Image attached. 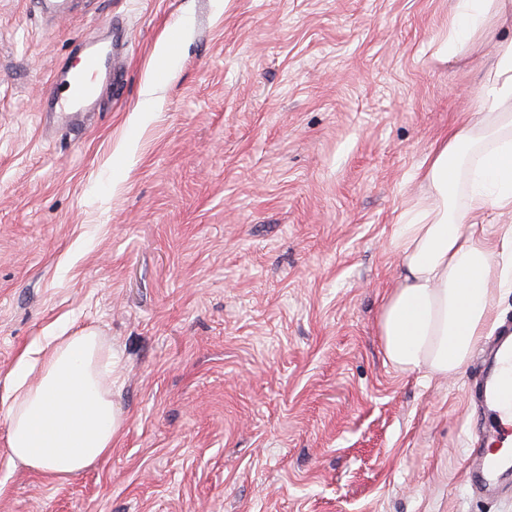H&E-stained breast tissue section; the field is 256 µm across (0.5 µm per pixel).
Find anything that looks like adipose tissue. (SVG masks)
Returning a JSON list of instances; mask_svg holds the SVG:
<instances>
[{"instance_id": "ef3b65f1", "label": "adipose tissue", "mask_w": 512, "mask_h": 512, "mask_svg": "<svg viewBox=\"0 0 512 512\" xmlns=\"http://www.w3.org/2000/svg\"><path fill=\"white\" fill-rule=\"evenodd\" d=\"M508 13L512 0H458L439 54L455 55ZM495 58L480 120L451 131L419 168L431 204L398 216L400 284L382 302L377 331L404 372H460L490 325L496 291L512 288V225L494 239L483 229L489 211L512 212V37L496 43ZM10 399L11 460L51 479L107 457L122 425L112 363L92 332L45 336L12 370Z\"/></svg>"}]
</instances>
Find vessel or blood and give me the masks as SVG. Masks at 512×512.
Listing matches in <instances>:
<instances>
[{"instance_id": "vessel-or-blood-1", "label": "vessel or blood", "mask_w": 512, "mask_h": 512, "mask_svg": "<svg viewBox=\"0 0 512 512\" xmlns=\"http://www.w3.org/2000/svg\"><path fill=\"white\" fill-rule=\"evenodd\" d=\"M79 0H33L45 19L73 12ZM121 87L124 77L115 66L111 43L75 46L55 71L53 90L42 114L60 118L65 129L82 132L100 103L101 82ZM478 372L468 390L475 408L477 445L466 462L465 475L474 493L501 496L512 484V322H503L478 354Z\"/></svg>"}]
</instances>
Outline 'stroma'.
I'll list each match as a JSON object with an SVG mask.
<instances>
[{
	"label": "stroma",
	"instance_id": "stroma-1",
	"mask_svg": "<svg viewBox=\"0 0 512 512\" xmlns=\"http://www.w3.org/2000/svg\"><path fill=\"white\" fill-rule=\"evenodd\" d=\"M456 5L85 0L49 31L0 0V512H512L464 480L472 366L399 371L377 333L397 217L494 52L438 56ZM115 20L123 88L80 137L43 131L50 75ZM62 323L111 351L124 422L49 480L10 461L4 400ZM157 86L158 81L156 78H148L142 89V98L130 117V121L133 124L143 126L153 120L155 112H158L160 107L159 98L155 95Z\"/></svg>",
	"mask_w": 512,
	"mask_h": 512
}]
</instances>
